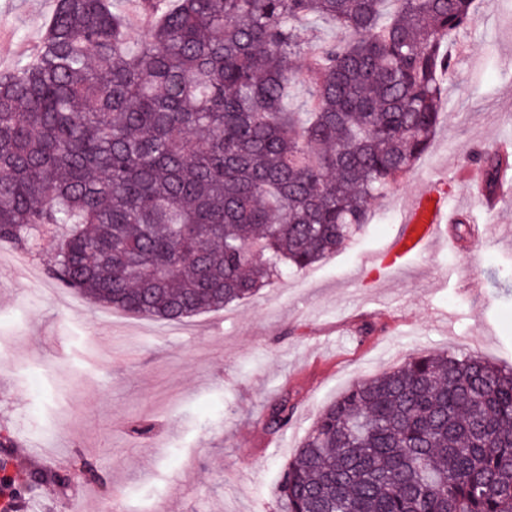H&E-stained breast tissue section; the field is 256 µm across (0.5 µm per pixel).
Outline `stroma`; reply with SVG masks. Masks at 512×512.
<instances>
[{
    "label": "stroma",
    "instance_id": "stroma-1",
    "mask_svg": "<svg viewBox=\"0 0 512 512\" xmlns=\"http://www.w3.org/2000/svg\"><path fill=\"white\" fill-rule=\"evenodd\" d=\"M55 0H0V70L38 45ZM455 71L427 152L374 205L358 236L256 296L180 322L89 304L49 273L46 253L20 267L0 246V435L26 466L97 480L45 486L29 512H280L282 472L320 413L365 379L421 353L448 351L512 368V294L490 274L512 268V209L496 220L453 186L466 232L398 272L373 267L414 192L512 142V4L481 0L450 44ZM371 333H364V326ZM287 430L260 422L282 396ZM149 434H134L137 425Z\"/></svg>",
    "mask_w": 512,
    "mask_h": 512
}]
</instances>
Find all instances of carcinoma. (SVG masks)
I'll use <instances>...</instances> for the list:
<instances>
[{
  "instance_id": "obj_1",
  "label": "carcinoma",
  "mask_w": 512,
  "mask_h": 512,
  "mask_svg": "<svg viewBox=\"0 0 512 512\" xmlns=\"http://www.w3.org/2000/svg\"><path fill=\"white\" fill-rule=\"evenodd\" d=\"M56 0L35 57L0 71V242L52 249L87 300L180 322L322 261L427 150L477 0ZM336 37L311 52L303 29ZM310 99L289 108L295 86ZM506 159L485 153V188ZM295 405H270L288 428ZM13 442L0 444L12 493ZM58 475L30 472V491ZM282 512H512V370L421 354L317 418ZM113 1V0H112ZM138 0H114V10L123 14L127 19V38L131 44L139 42L145 35V27L140 19L142 12Z\"/></svg>"
}]
</instances>
